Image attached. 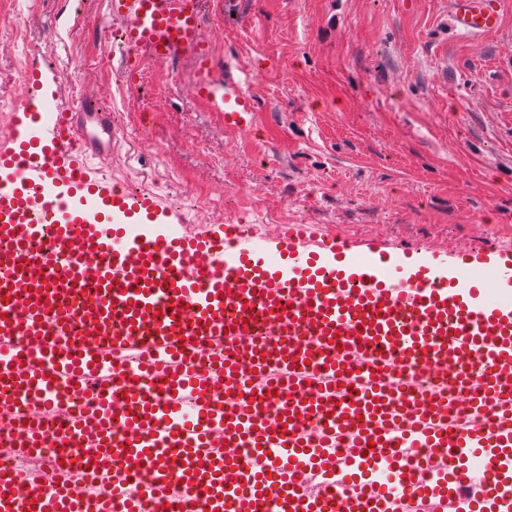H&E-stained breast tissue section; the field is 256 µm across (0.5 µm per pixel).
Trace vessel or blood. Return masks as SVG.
Segmentation results:
<instances>
[{
	"label": "vessel or blood",
	"instance_id": "obj_1",
	"mask_svg": "<svg viewBox=\"0 0 512 512\" xmlns=\"http://www.w3.org/2000/svg\"><path fill=\"white\" fill-rule=\"evenodd\" d=\"M200 4L107 0L130 51L192 55L196 96L250 131L255 100L232 70L214 78ZM503 4L451 0L452 17L494 33ZM10 125L0 412L40 410L9 449H81L102 482L88 495L66 470L22 471L0 478V512H512L511 248L393 254L310 224L174 234L182 209L92 167L119 137L102 107L56 108L32 80ZM44 210L69 273L28 261L41 227L24 218ZM76 286L85 301L66 304ZM394 370L449 372L476 422L454 420L440 386L402 398ZM62 381L94 410L54 438Z\"/></svg>",
	"mask_w": 512,
	"mask_h": 512
}]
</instances>
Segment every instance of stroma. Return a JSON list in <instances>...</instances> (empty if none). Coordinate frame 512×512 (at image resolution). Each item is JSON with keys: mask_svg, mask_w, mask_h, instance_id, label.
<instances>
[{"mask_svg": "<svg viewBox=\"0 0 512 512\" xmlns=\"http://www.w3.org/2000/svg\"><path fill=\"white\" fill-rule=\"evenodd\" d=\"M216 73L238 66L251 131L192 94V60L112 50L107 0H0V140L38 62L45 93L91 97L120 141L94 167L184 209L191 228L310 224L390 249L512 234V0L463 33L450 0H202ZM78 62L79 75L70 64Z\"/></svg>", "mask_w": 512, "mask_h": 512, "instance_id": "35a3bbf8", "label": "stroma"}]
</instances>
